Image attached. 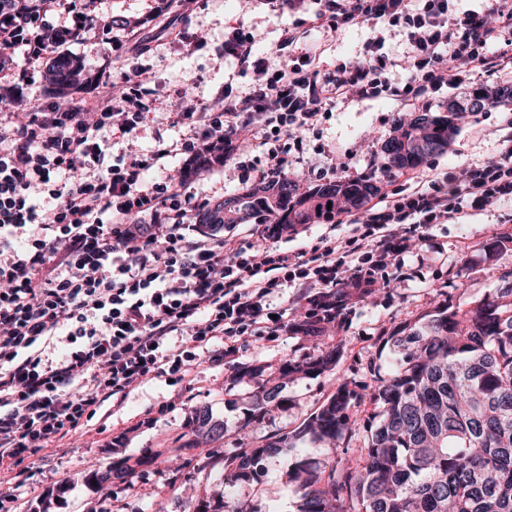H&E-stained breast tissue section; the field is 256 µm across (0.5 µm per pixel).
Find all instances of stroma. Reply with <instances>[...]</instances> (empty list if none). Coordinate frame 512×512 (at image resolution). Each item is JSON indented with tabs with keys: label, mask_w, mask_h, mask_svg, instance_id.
Listing matches in <instances>:
<instances>
[{
	"label": "stroma",
	"mask_w": 512,
	"mask_h": 512,
	"mask_svg": "<svg viewBox=\"0 0 512 512\" xmlns=\"http://www.w3.org/2000/svg\"><path fill=\"white\" fill-rule=\"evenodd\" d=\"M107 6L108 16L121 19V26L86 33L67 50L82 58L89 72L106 69L116 84L141 61L137 42L153 45V54L142 62L157 102L134 139L137 152L146 153L159 135L171 144L185 141L186 129L170 116L181 97L212 104L225 87L238 94L254 82L252 72L220 52L228 27L244 24L253 31L257 45L264 46L277 42L286 28L307 30L321 4L320 0H193L190 7L170 9L166 0H107ZM128 22L136 25L132 41L124 29ZM372 35L371 26L360 23L322 36L320 69L333 71L355 57ZM199 36L206 44L193 48ZM468 100V90L445 89L434 94L428 106L435 115L451 109L460 114L448 148L428 161L438 172L456 173L494 160L503 141L512 138V109L471 112ZM416 113V108L389 97L330 106L313 129L304 131V149L293 156L300 191L347 176L371 180L382 193L403 183L406 171L391 167L381 147L396 136L399 122L410 121ZM241 188L235 165L228 162L201 171L189 190L218 202ZM347 233L344 224H302L282 238L267 236L260 224H228L220 231L224 237L252 240L260 249L274 246L291 251L324 236L340 238ZM418 234L416 248L390 268L388 279L328 325L327 336L345 344L335 368L315 378L280 377L285 360L301 361L317 354V340L285 329L271 338H246L223 366L201 360L187 391L162 379L151 381L132 392L122 407L94 417L69 440L41 451L34 476L17 493L16 512H195L202 502L212 512H225L229 502L249 512H295L297 498L288 483L289 469L300 456L318 460L332 456L331 445L303 442L298 454L266 458L257 478L234 484L225 483L222 476L225 455L240 443L261 444L271 435L298 430L337 382L363 387L387 376L392 363L383 338L389 331L440 303L468 308L500 287L501 275L512 270V206L497 203L471 212L463 223L433 224ZM273 375L285 406L262 418H250V393ZM199 409L223 424L222 439L198 435L194 417ZM118 464L130 470L129 478L88 483L89 474Z\"/></svg>",
	"instance_id": "obj_1"
}]
</instances>
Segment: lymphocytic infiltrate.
Here are the masks:
<instances>
[{
  "label": "lymphocytic infiltrate",
  "mask_w": 512,
  "mask_h": 512,
  "mask_svg": "<svg viewBox=\"0 0 512 512\" xmlns=\"http://www.w3.org/2000/svg\"><path fill=\"white\" fill-rule=\"evenodd\" d=\"M458 11L457 0H325L313 27L332 33L358 23L399 28L407 45L390 58L384 41L322 72L320 44L285 29L258 50L242 26L224 34L225 56L252 70L242 94L224 91L222 111L195 99L178 105L185 176L147 181L173 153L165 140L127 162L108 163L97 142L115 129L130 138L154 104L153 89L130 84L92 100L43 103L31 120L0 122V512H14L24 463L72 436L105 402L124 401L148 382H188L201 356L223 362L238 341L271 323L282 287L301 288L319 324L346 309L350 289L367 292L411 250L405 223L457 224L466 210L512 202V146L463 174L419 175L413 192L391 189L348 238L325 237L292 252L231 238L191 236L186 178L214 163L242 161L241 180L264 183L291 173L303 141L294 130L317 123L328 106L383 95L423 106L429 94L469 76L512 74V0ZM407 70L405 81L389 76ZM273 128L264 167L245 164L257 130ZM54 206L40 211L37 192ZM149 217L153 232L135 224Z\"/></svg>",
  "instance_id": "lymphocytic-infiltrate-1"
}]
</instances>
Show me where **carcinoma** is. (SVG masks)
Segmentation results:
<instances>
[{
  "instance_id": "cac0c4a2",
  "label": "carcinoma",
  "mask_w": 512,
  "mask_h": 512,
  "mask_svg": "<svg viewBox=\"0 0 512 512\" xmlns=\"http://www.w3.org/2000/svg\"><path fill=\"white\" fill-rule=\"evenodd\" d=\"M25 0H0V27L29 24ZM64 89L85 78L84 62L55 56L49 65ZM455 126L448 116L408 125L382 151L392 167L414 168L447 147ZM368 180L334 182L296 195L290 177L248 187L195 215L200 224H268L292 228L327 224L377 193ZM501 287L460 310L441 304L384 338L393 369L371 394L336 386L300 428L224 458V481H248L260 462L295 448L305 437L334 444L362 437L356 456L335 449L325 462L301 458L288 472L297 512H512V271ZM343 344L326 343L318 355L288 360L281 376H318L337 365ZM285 406L279 387H258L250 415L261 418ZM197 427L219 439L224 427L205 414Z\"/></svg>"
}]
</instances>
